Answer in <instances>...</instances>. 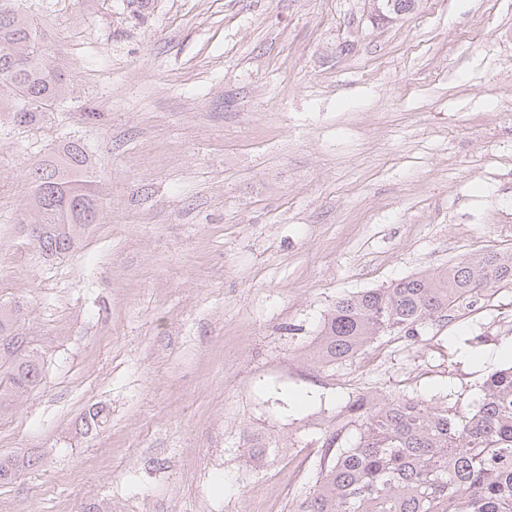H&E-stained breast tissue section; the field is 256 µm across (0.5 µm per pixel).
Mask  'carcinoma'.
<instances>
[{
    "label": "carcinoma",
    "mask_w": 512,
    "mask_h": 512,
    "mask_svg": "<svg viewBox=\"0 0 512 512\" xmlns=\"http://www.w3.org/2000/svg\"><path fill=\"white\" fill-rule=\"evenodd\" d=\"M34 22L0 9V112L30 124L69 86L51 68ZM92 160L77 144L40 161L29 172L40 207L35 219L52 231L32 244L45 259L77 248L88 226L75 209L99 194ZM495 284L512 285V250L464 259L445 269L403 278L386 288L343 297L324 315L310 350L319 367L354 360L376 337L393 331L416 335L436 315ZM24 308L0 304V342L11 338ZM43 355L31 347L0 353V409L9 396L35 387ZM356 441L326 438L314 489L299 512H512V365L486 379L474 412L424 400L358 395L344 407ZM36 464L28 456L0 457V485Z\"/></svg>",
    "instance_id": "1"
}]
</instances>
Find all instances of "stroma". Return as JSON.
Listing matches in <instances>:
<instances>
[{
    "mask_svg": "<svg viewBox=\"0 0 512 512\" xmlns=\"http://www.w3.org/2000/svg\"><path fill=\"white\" fill-rule=\"evenodd\" d=\"M15 4L69 93L0 114V303L47 360L0 411V456L39 459L0 512H297L356 395L474 408L512 285L353 361L306 354L340 297L512 249V0L389 24L367 0ZM70 142L100 218L47 261L28 172Z\"/></svg>",
    "mask_w": 512,
    "mask_h": 512,
    "instance_id": "1",
    "label": "stroma"
}]
</instances>
